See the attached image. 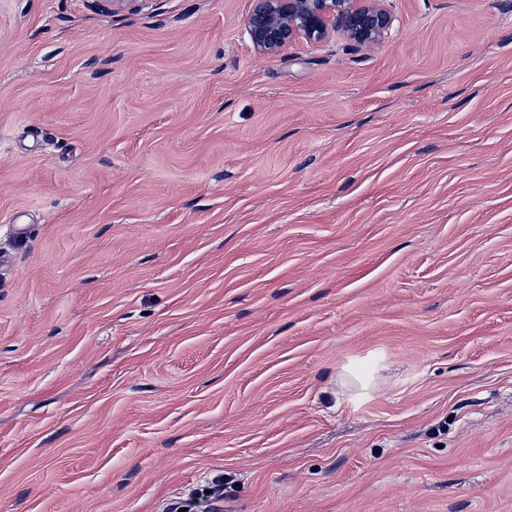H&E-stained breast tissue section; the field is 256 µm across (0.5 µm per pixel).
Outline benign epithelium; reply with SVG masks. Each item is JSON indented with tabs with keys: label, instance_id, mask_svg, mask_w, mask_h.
<instances>
[{
	"label": "benign epithelium",
	"instance_id": "obj_1",
	"mask_svg": "<svg viewBox=\"0 0 512 512\" xmlns=\"http://www.w3.org/2000/svg\"><path fill=\"white\" fill-rule=\"evenodd\" d=\"M385 0H256L244 30L256 52L274 58L294 40H322L341 28L346 38L372 47L383 42L393 19Z\"/></svg>",
	"mask_w": 512,
	"mask_h": 512
}]
</instances>
